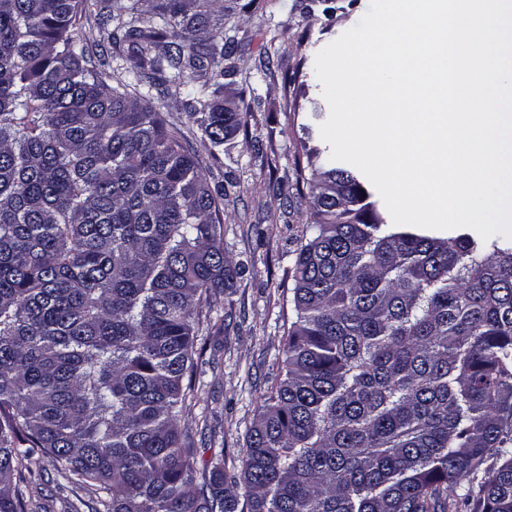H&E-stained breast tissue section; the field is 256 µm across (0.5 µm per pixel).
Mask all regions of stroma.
Masks as SVG:
<instances>
[{
  "label": "stroma",
  "instance_id": "1",
  "mask_svg": "<svg viewBox=\"0 0 512 512\" xmlns=\"http://www.w3.org/2000/svg\"><path fill=\"white\" fill-rule=\"evenodd\" d=\"M101 0H83L73 39L108 84L152 102L177 131L211 183L222 184L219 204L224 251L244 269L233 288L202 301L196 315L192 388L179 427L196 468L220 458L241 474L249 428L263 399L284 372L288 329L296 319L293 269L310 222L312 190L296 184L304 146L330 160L320 136L329 105L315 75V56L356 26L370 0H224V41L234 53L223 95L250 112L244 127L214 145L190 118L178 79L151 84L136 76L122 31L100 27ZM298 73L294 85L285 77ZM22 486L31 512H96V494L68 482L52 461L34 455Z\"/></svg>",
  "mask_w": 512,
  "mask_h": 512
}]
</instances>
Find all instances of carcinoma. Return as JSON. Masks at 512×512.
I'll list each match as a JSON object with an SVG mask.
<instances>
[{
	"label": "carcinoma",
	"instance_id": "carcinoma-1",
	"mask_svg": "<svg viewBox=\"0 0 512 512\" xmlns=\"http://www.w3.org/2000/svg\"><path fill=\"white\" fill-rule=\"evenodd\" d=\"M80 0H0V512L35 451L104 512H512V242L390 227L351 170L311 167L285 372L238 479L178 421L194 314L243 272L218 198L156 106L84 67ZM218 0H152L136 74L190 87L217 146L246 114L202 98L231 55ZM458 489L448 497L449 489Z\"/></svg>",
	"mask_w": 512,
	"mask_h": 512
}]
</instances>
